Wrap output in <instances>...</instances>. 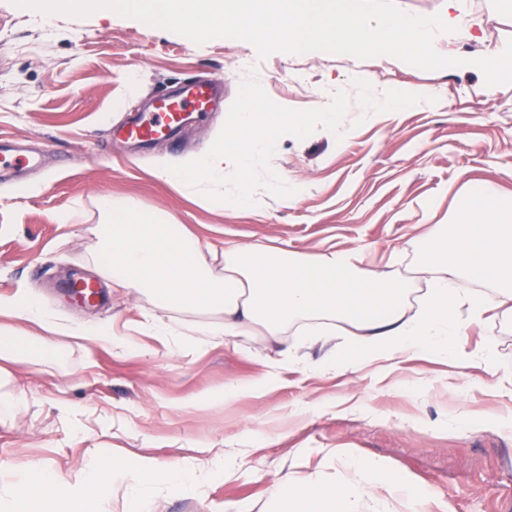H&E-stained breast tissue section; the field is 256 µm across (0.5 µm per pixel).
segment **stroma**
I'll return each instance as SVG.
<instances>
[{
	"instance_id": "1",
	"label": "stroma",
	"mask_w": 512,
	"mask_h": 512,
	"mask_svg": "<svg viewBox=\"0 0 512 512\" xmlns=\"http://www.w3.org/2000/svg\"><path fill=\"white\" fill-rule=\"evenodd\" d=\"M511 39L512 0H465L437 51L499 54ZM250 78L285 108H322L338 91L348 108L339 132L278 140L271 166L300 188L297 199L261 188L248 209L222 212L155 169L208 148ZM203 80L224 85L221 108L203 124L145 147L112 141L111 130L151 97ZM395 87L416 94L417 104L382 108ZM0 138L43 158L42 167L0 183V295L23 289L54 320H112L131 334L151 308L136 293L110 291L95 306L44 296L47 282L77 271L100 279L91 258L104 221L99 195L165 212L217 246L281 241L309 256L364 247L381 265L399 253L414 301L426 289L416 268L419 234L451 224L467 183L512 196V85H487L480 68L426 71L389 56L282 51L262 59L243 40L198 44L116 14L45 15L12 0H0ZM61 213L68 223L58 222ZM54 342L55 359L9 364L0 380L18 399L13 414L0 416L13 472L41 460L68 476L89 450L130 471L146 456L199 469L221 451L232 479L154 494L162 512H225L237 501L266 506L289 473L336 484L348 476L336 459L343 451L405 484L393 512H512V390L496 385L512 375L510 316L485 318L456 340L468 352L493 344L488 365L425 355L381 373L316 371L320 349L301 348L295 336L297 365L260 393L231 399L225 387L263 374L260 343L188 342L172 354L143 336L142 353L116 354L70 336ZM345 400L354 410L341 411Z\"/></svg>"
}]
</instances>
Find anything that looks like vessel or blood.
<instances>
[{"label":"vessel or blood","instance_id":"vessel-or-blood-1","mask_svg":"<svg viewBox=\"0 0 512 512\" xmlns=\"http://www.w3.org/2000/svg\"><path fill=\"white\" fill-rule=\"evenodd\" d=\"M217 94V83L189 84L180 91L158 98L152 110L134 115L122 126L121 136L125 141L137 144L172 137L192 115L209 112ZM35 162V157L18 153L11 142L0 141V181L9 180Z\"/></svg>","mask_w":512,"mask_h":512}]
</instances>
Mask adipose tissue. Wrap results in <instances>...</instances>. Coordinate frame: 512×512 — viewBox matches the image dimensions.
<instances>
[{
	"instance_id": "ef3b65f1",
	"label": "adipose tissue",
	"mask_w": 512,
	"mask_h": 512,
	"mask_svg": "<svg viewBox=\"0 0 512 512\" xmlns=\"http://www.w3.org/2000/svg\"><path fill=\"white\" fill-rule=\"evenodd\" d=\"M98 203L105 217L97 227L102 269L113 287L146 296L151 313L136 335H120L104 324L54 322L36 299L22 294L0 297V316L44 330L42 336L23 339L0 327V361L53 357L58 334L122 352L139 350L137 337L144 334L173 353L188 331L201 348L228 338L259 337L268 350L261 362L270 375L295 362L288 343L292 334L310 345L329 346L324 367L361 370L381 361L395 365L424 352L455 355L454 339L468 321L512 308V200L489 185L464 187L451 238L439 236L433 227L423 235L417 265L427 290L415 305L392 264L373 266L359 249L307 257L266 244L205 246L169 214L139 212L107 195ZM476 280L492 283L495 295L467 289V282ZM340 323L348 331L344 345L337 347L333 340ZM339 462L351 478L333 486L311 477L299 482L285 478L271 512H366L368 501L395 492L379 468L344 455ZM25 475L36 481L38 492L14 490L1 512H80L84 504L94 512H112L113 492L126 484L132 488L130 512H155L153 497L137 489L141 479L192 489L207 478L153 458L143 460L139 474L131 475L120 461L107 464L94 454L67 477L39 461L31 462Z\"/></svg>"
}]
</instances>
